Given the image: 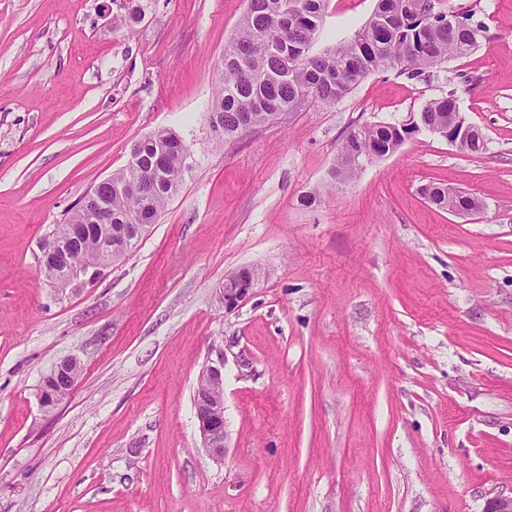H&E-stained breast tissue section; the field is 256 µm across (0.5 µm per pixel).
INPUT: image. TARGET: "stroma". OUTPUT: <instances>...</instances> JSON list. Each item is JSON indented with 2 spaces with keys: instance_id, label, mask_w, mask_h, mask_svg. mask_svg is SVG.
<instances>
[{
  "instance_id": "35a3bbf8",
  "label": "stroma",
  "mask_w": 512,
  "mask_h": 512,
  "mask_svg": "<svg viewBox=\"0 0 512 512\" xmlns=\"http://www.w3.org/2000/svg\"><path fill=\"white\" fill-rule=\"evenodd\" d=\"M377 0H328L317 46ZM469 56L370 74L216 145L219 62L246 0H0V512H483L512 495V0H437ZM453 96L486 149L410 135L333 176L349 131ZM166 129L191 169L138 246L67 285L41 244ZM482 203L458 215L428 184ZM314 193L310 208L300 203ZM258 268L224 307V281ZM223 461L193 394L217 348ZM77 357L56 406L44 377Z\"/></svg>"
}]
</instances>
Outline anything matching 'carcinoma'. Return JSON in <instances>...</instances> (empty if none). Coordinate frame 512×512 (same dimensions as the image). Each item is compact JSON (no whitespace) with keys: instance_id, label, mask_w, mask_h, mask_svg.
Segmentation results:
<instances>
[{"instance_id":"carcinoma-1","label":"carcinoma","mask_w":512,"mask_h":512,"mask_svg":"<svg viewBox=\"0 0 512 512\" xmlns=\"http://www.w3.org/2000/svg\"><path fill=\"white\" fill-rule=\"evenodd\" d=\"M327 0H247V9L221 59V77L215 89L210 118H219L222 144L245 131L273 120L277 112H292L297 102L315 97L334 103L345 97L379 68H397L411 78L434 65L461 59L478 47L480 28L464 21H445L455 11H435V0H378L376 11L346 42L315 53L314 31L323 23ZM455 99H434L423 107L424 119L445 129L454 123ZM414 127L377 123L352 129L342 141L334 177L346 182L357 172L355 156L394 152ZM185 143L173 132L160 130L137 142V163L125 166L74 205L42 245L46 260L40 270L57 281L60 272L49 261L66 239L69 226L82 224L87 233L70 245L72 264L100 274L111 263L103 237L121 225L141 223L143 209L161 215L190 169ZM431 203L441 209L455 204L448 186L424 188ZM112 223L96 221L99 206Z\"/></svg>"}]
</instances>
